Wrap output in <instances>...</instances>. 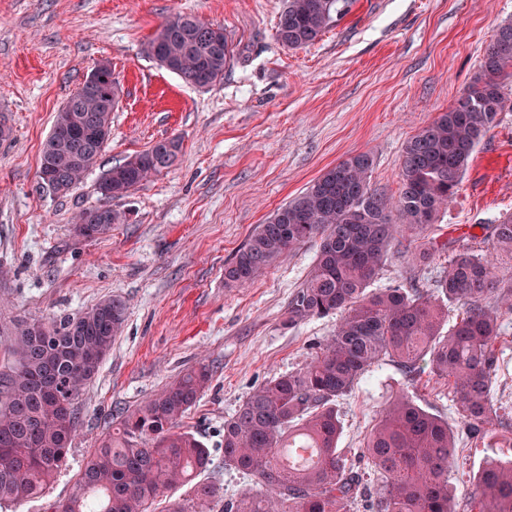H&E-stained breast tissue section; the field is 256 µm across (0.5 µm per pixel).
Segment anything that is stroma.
Listing matches in <instances>:
<instances>
[{
  "label": "stroma",
  "mask_w": 512,
  "mask_h": 512,
  "mask_svg": "<svg viewBox=\"0 0 512 512\" xmlns=\"http://www.w3.org/2000/svg\"><path fill=\"white\" fill-rule=\"evenodd\" d=\"M282 5L0 0V121L12 129L0 140V353L17 323L78 313L111 296L127 305L110 354L76 401L80 424L66 467L44 498L6 502L0 512H51L75 493L113 421L200 361L212 377L180 427L212 452L206 478L221 489L212 512L251 489L247 475L224 465L225 419L253 387L301 368L336 321L287 323L316 242L236 288L224 285L225 265L257 224L350 154H371L372 186L397 197L404 144L455 103L498 27L512 22V0H354L314 45L289 49L275 38ZM174 12L224 29L234 59L220 83L192 86L143 54ZM103 60L119 83L112 135L82 183L61 196L40 183L41 149L57 112ZM501 83L498 123L427 231L449 249L491 254L487 227L512 212V76ZM168 136L182 142L173 165L111 202L126 221L96 239L75 236V216L103 202L101 173ZM423 238L394 248L376 287L423 282L447 267L440 252L428 270L414 269L410 254ZM497 354L492 400L499 417L512 419V312ZM399 393L447 419L456 438L449 481L465 504L491 449L511 448L512 440L466 438L446 380L412 381L382 362L338 401L339 448L365 466V438Z\"/></svg>",
  "instance_id": "stroma-1"
}]
</instances>
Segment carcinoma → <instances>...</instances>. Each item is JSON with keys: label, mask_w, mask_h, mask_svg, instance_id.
Instances as JSON below:
<instances>
[{"label": "carcinoma", "mask_w": 512, "mask_h": 512, "mask_svg": "<svg viewBox=\"0 0 512 512\" xmlns=\"http://www.w3.org/2000/svg\"><path fill=\"white\" fill-rule=\"evenodd\" d=\"M353 0H285L275 25L288 49L315 44L350 10ZM213 25L174 13L143 45V53L187 83L206 88L224 79L233 60L227 35L213 42ZM512 67V23L500 26L480 72L455 104L422 127L403 148L400 192L392 201L371 185L373 158L354 153L326 169L308 187L255 227L224 266V284L254 280L297 247L318 242L315 263L288 303V326L336 317V330L302 368L255 388L224 419V466L249 476V491L224 512H349L357 501L375 512H456L448 470L455 436L448 422L412 398L388 399L367 435L362 455L382 480L371 492L365 473L337 448L342 426L336 404L380 360L406 377L448 379L466 435L493 431L492 387L499 368L495 342L502 311H512V213L489 226L495 258L469 248L452 250L448 267L428 286L398 284L371 290L397 237L436 223L459 191L463 175L487 131L503 110L499 78ZM116 90L109 61L99 62L83 93L57 112L40 166L57 167L76 188L97 162L112 132ZM179 138L104 171V200L127 196L168 168ZM97 217L98 224L84 220ZM124 215L109 205L82 211L73 232L101 237ZM412 254L426 263L448 242ZM460 314L448 331L449 304ZM125 301L113 296L77 315L41 323L35 336L20 323L0 370V502L39 498L67 463L79 416L74 401L93 378L125 321ZM200 362L141 402L95 448L79 490L53 512H151L173 487L191 486V498L169 502L165 512H208L216 484L198 477L212 465L209 448L177 423L210 380ZM310 448L316 461L288 470L294 448ZM468 512H512V459L488 457L475 477Z\"/></svg>", "instance_id": "1"}]
</instances>
